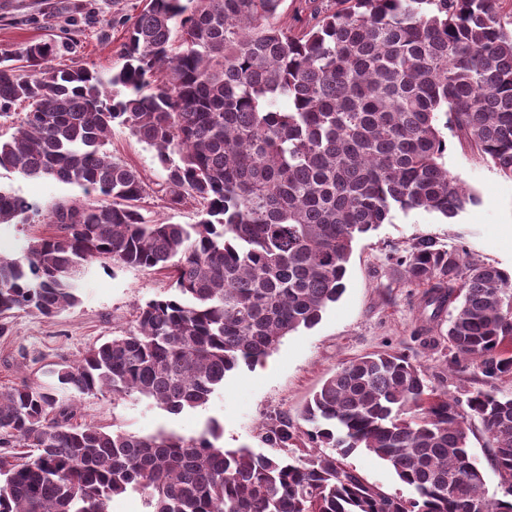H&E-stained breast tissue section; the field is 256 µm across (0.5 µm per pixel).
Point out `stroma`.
Returning <instances> with one entry per match:
<instances>
[{
  "label": "stroma",
  "instance_id": "35a3bbf8",
  "mask_svg": "<svg viewBox=\"0 0 512 512\" xmlns=\"http://www.w3.org/2000/svg\"><path fill=\"white\" fill-rule=\"evenodd\" d=\"M141 7L142 0H0V53L68 39L74 43L73 53L56 51L54 64L75 58L88 68L115 72L123 65V23ZM106 150L143 176L145 217L171 224L199 221L193 199L170 204L161 189L165 172L153 148L117 127ZM445 163L449 174L477 197V204L452 218L397 209L390 223L360 235L347 265L345 291L326 307L320 321L286 336L261 363L227 373L206 405L171 414L145 400L104 392L76 397L79 423L111 432L195 437L216 421L224 427L221 446L269 455L273 449L264 435L276 415H287L291 424L301 426L299 414L323 382L342 364L374 352L408 356L421 366L428 386L462 400L480 389L512 397V374L489 379L473 364L450 365L448 344L428 322L421 289L405 281L398 264L417 239L429 237L462 249L467 261L512 272V179L462 148L453 136ZM0 187L42 205L83 195L75 185L24 179L3 170ZM169 291L166 274L92 264L76 307L53 318L27 311L7 318V330L0 334V388L25 379L48 383L47 372L55 364L78 360L87 348L134 330L139 308ZM342 462L388 493L411 494L386 462L365 449L353 450Z\"/></svg>",
  "mask_w": 512,
  "mask_h": 512
}]
</instances>
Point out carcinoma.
<instances>
[{
    "label": "carcinoma",
    "instance_id": "carcinoma-1",
    "mask_svg": "<svg viewBox=\"0 0 512 512\" xmlns=\"http://www.w3.org/2000/svg\"><path fill=\"white\" fill-rule=\"evenodd\" d=\"M283 2L145 0L126 63L107 75L51 65L52 45H27L21 66L0 55V118L13 129L0 170L85 192L42 207L0 189V224L53 226L22 257L0 254V317L77 305L94 262L161 271L172 289L139 309L136 330L50 370L51 386L0 389V448L32 449L0 460V512H109L131 493L152 512H512V397L450 398L402 355L343 365L301 418L310 443L387 462L409 497L333 454L222 448L216 421L192 438L71 423L68 398L104 391L174 414L205 405L227 373L262 362L340 298L357 236L395 209L448 218L476 203L445 167L438 114L512 178L504 0H303L293 24L280 20ZM115 125L155 149L172 204L200 201L198 223L146 220L141 173L105 149ZM399 264L425 288L430 319L453 308L452 363L512 373V274L432 238ZM472 417L492 443L494 501L468 446ZM298 438L286 418L265 436L274 448Z\"/></svg>",
    "mask_w": 512,
    "mask_h": 512
}]
</instances>
